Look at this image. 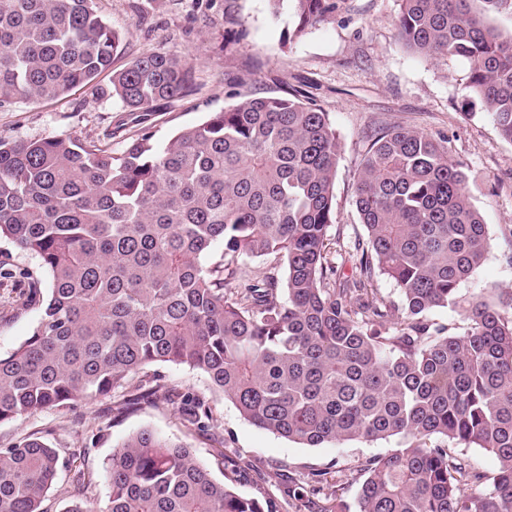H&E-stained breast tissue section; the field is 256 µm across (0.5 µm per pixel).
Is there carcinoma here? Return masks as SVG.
<instances>
[{"instance_id": "cac0c4a2", "label": "carcinoma", "mask_w": 512, "mask_h": 512, "mask_svg": "<svg viewBox=\"0 0 512 512\" xmlns=\"http://www.w3.org/2000/svg\"><path fill=\"white\" fill-rule=\"evenodd\" d=\"M288 6L297 35L345 0ZM469 0H400L397 40L469 64L465 99L512 142V38ZM119 32L95 0H0V103L55 100L112 64ZM186 63L164 53L112 74L131 112L185 94ZM143 132L119 155L69 139L0 140V238L49 275L43 315L0 356V423L100 397L146 401L151 368L205 374L254 426L290 441L405 448L369 458L357 512H512V289L461 294L489 251L463 166L443 140L410 128L370 140L355 183L366 231L342 272L330 245L339 142L329 113L291 97H245L162 147ZM220 260L205 264L216 240ZM269 267L244 277L248 259ZM285 276H279V271ZM383 276L396 305L377 296ZM460 307L453 333L431 319ZM206 428L200 397L177 395ZM438 443H432V440ZM492 453L485 485L451 448ZM61 462L42 436L0 448V512H51ZM105 503L75 475L63 512H276L216 479L192 449L149 429L112 449Z\"/></svg>"}]
</instances>
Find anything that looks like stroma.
Returning a JSON list of instances; mask_svg holds the SVG:
<instances>
[{
  "label": "stroma",
  "instance_id": "35a3bbf8",
  "mask_svg": "<svg viewBox=\"0 0 512 512\" xmlns=\"http://www.w3.org/2000/svg\"><path fill=\"white\" fill-rule=\"evenodd\" d=\"M122 42L111 72L65 97L35 103H0V139L52 138L92 142L121 153L140 130L155 146L177 131L207 121L246 96L292 93L328 112L338 134L336 223L345 237L363 235L354 187L369 135L378 128L411 127L446 139L469 177L473 205L481 212L491 247L483 265L462 286L468 294L511 288L512 143L490 119L475 114L462 89L469 76L460 57L425 58L397 40L393 21L399 0H347L336 17L295 34L291 10L273 13L268 0H96ZM163 52L187 63L192 87L154 103L146 112L125 110L112 94V75L139 56ZM49 277L37 257L0 240V354L8 355L43 314ZM164 386L151 402L122 411L111 397L71 411L45 410L0 424V448L30 435L45 436L63 460L89 472L91 493L106 500L102 477L115 445L150 429L193 448L213 475L248 497H267L277 512H354L362 465L373 456L404 447L398 437L310 448L261 430L243 419L224 394L210 389L200 371L164 365ZM191 392L207 402L213 422L198 429L185 423L169 399ZM324 472L327 485L314 483Z\"/></svg>",
  "mask_w": 512,
  "mask_h": 512
}]
</instances>
